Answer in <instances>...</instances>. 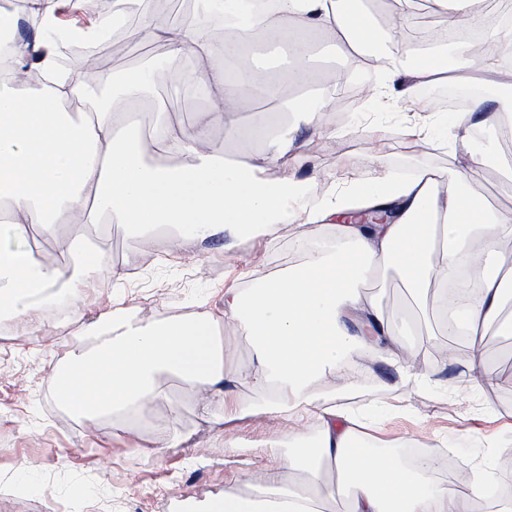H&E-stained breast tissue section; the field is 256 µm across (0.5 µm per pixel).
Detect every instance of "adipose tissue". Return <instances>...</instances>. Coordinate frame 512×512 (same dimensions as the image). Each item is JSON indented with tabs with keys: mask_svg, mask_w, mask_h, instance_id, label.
<instances>
[{
	"mask_svg": "<svg viewBox=\"0 0 512 512\" xmlns=\"http://www.w3.org/2000/svg\"><path fill=\"white\" fill-rule=\"evenodd\" d=\"M63 0H41L39 42L14 45L10 69L0 71V235L15 247H0V320L48 315L57 297H72L77 283L91 276L119 272L93 253L62 267L35 258L27 243L33 229L55 236L59 225L111 220L142 234L174 227L173 249L184 243L231 234H274L279 222L307 225L349 211L391 205L387 224L338 225L335 238L312 245L305 262L280 274L253 280L250 287L224 291V314L194 313L142 322L116 306L100 312L86 327L93 350L73 355L66 367H52L56 401L77 415L118 416L144 412L162 397L165 383L178 381L196 390L198 407L215 432L229 417L250 411L239 400L227 406L230 385L238 378L264 391L273 422L296 424L298 449L288 458L300 482L285 488L279 469L255 473L251 496L225 493L223 499L195 512H322L324 500L345 501V512H512L490 477L468 475V492L456 494L431 476L432 455L405 466L376 450V439L349 407L319 401L315 382L337 380L348 361L367 354L392 362L402 378L411 366L396 339L398 316L386 315L364 295L361 284L374 272L394 270L414 293L447 290L463 282L468 263L478 267L479 294L450 312L448 323L463 329L496 324L512 335V317H503L505 296H512V209L489 211L463 191L479 153L465 143L457 157L458 179L440 188L428 170L409 179L384 175L357 181L350 194H329L309 213L291 205L299 184L294 179L265 181L264 169L282 164L289 143L272 138L267 118L257 119L249 139L265 143L263 152L244 149L233 159L208 145L213 126L235 134V117L252 85L249 72L229 74L225 59L234 43L186 17L175 29L144 19L139 35L161 41L185 55L187 73L205 94L206 105L193 128L155 112L153 143L130 135L129 111L145 102L154 79L152 66L114 76L103 94L97 77L59 70L52 35L59 26ZM340 40L343 52H362L374 39L371 23L353 10L350 0H278L274 19L239 27V37L253 34L268 44H285L305 52L317 34ZM497 55H472L470 69L457 72L446 57L416 54L402 45L412 64L391 71L401 96L415 99L423 90L451 82L495 80L504 101L512 102V28L495 36ZM122 111H115V102ZM505 112L489 109L475 97L447 125L467 132L500 128ZM175 157L176 165L159 163ZM233 325L250 337L254 364L244 376L224 370L221 327ZM335 469L338 486L325 483Z\"/></svg>",
	"mask_w": 512,
	"mask_h": 512,
	"instance_id": "ef3b65f1",
	"label": "adipose tissue"
}]
</instances>
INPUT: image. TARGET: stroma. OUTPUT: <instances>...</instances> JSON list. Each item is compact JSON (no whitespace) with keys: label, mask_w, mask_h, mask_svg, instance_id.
<instances>
[{"label":"stroma","mask_w":512,"mask_h":512,"mask_svg":"<svg viewBox=\"0 0 512 512\" xmlns=\"http://www.w3.org/2000/svg\"><path fill=\"white\" fill-rule=\"evenodd\" d=\"M128 2L129 9L113 22L112 49L101 59L100 77L108 81L115 72L155 61V99L165 102L178 122L192 125L199 103L174 89L179 55L167 44L138 41L129 34L143 17L156 16L152 0ZM447 29L446 17L426 13L404 31L421 51L447 49L449 65H461L456 42L443 37ZM311 63L321 72V97L331 106L342 95L337 71L349 72L351 106L340 115L326 112L319 126L304 123L298 114H281V127L295 125V141L287 167L267 168L266 180L292 173L309 180L300 202L308 210L327 192L398 168L424 167L452 177L449 153L459 144V132L449 130L444 146L431 136L448 110L445 100L434 96L416 107L390 87L384 65L363 56L334 58L316 48ZM493 142L491 155L479 159L478 174L466 189L488 208H512V181L502 171L503 159H512V138L497 136ZM60 233L80 240L123 273L119 279L102 276L80 285L85 319L116 302L145 322L198 311L217 314L224 308L225 287L245 286L304 261L286 226L232 248L215 239L178 252L161 234L154 239L149 262L141 258L135 232L120 224H66ZM366 294L385 313L405 311L408 324L399 338L420 354V366L431 380L406 383L387 360H356L345 368L350 387L319 382L317 393L357 410L375 411L372 434L390 451L424 449L431 438H439L444 448L434 459L432 475L439 482H453L456 493L466 491L456 479L460 472L487 471L499 483L512 485V454L503 451L512 443V403L501 402L505 396L512 399V336L486 327L483 369L470 375L462 363L445 366L437 356L446 347L465 352L467 337L444 334L431 345L422 343L426 325L443 323L436 313V289L426 291L419 306L396 274L384 272ZM83 327L70 313L34 316L14 322L8 340L0 341V484L18 487L0 494V512H195L200 504L223 498L225 490L252 493L248 473L274 467L294 453L288 437L271 447L267 397L244 383L235 387L234 396L250 402L255 412L222 436L205 422L196 392L174 381L168 399L150 404L137 424L65 410L54 398L49 371L68 361ZM175 434L184 436V444L172 445ZM146 439L156 442L157 452L142 448ZM228 439L233 442L229 448L224 445ZM77 484L85 488V499L72 496Z\"/></svg>","instance_id":"35a3bbf8"}]
</instances>
